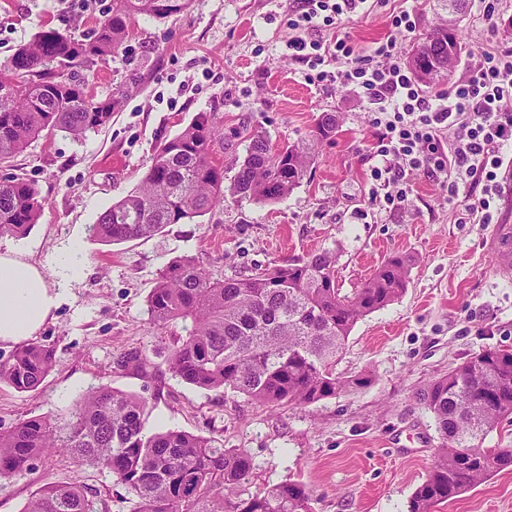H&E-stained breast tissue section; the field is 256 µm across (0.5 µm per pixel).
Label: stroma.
<instances>
[{
    "instance_id": "35a3bbf8",
    "label": "stroma",
    "mask_w": 512,
    "mask_h": 512,
    "mask_svg": "<svg viewBox=\"0 0 512 512\" xmlns=\"http://www.w3.org/2000/svg\"><path fill=\"white\" fill-rule=\"evenodd\" d=\"M288 2L191 0L166 19L136 16L126 51L81 72L98 100L111 97L116 82L141 75L109 124L79 139L41 133L11 160V172L34 184L44 207L29 234L0 237V253L40 263L63 300L37 336L53 346L56 365L33 391L0 385V431L32 416L66 423L88 390L109 385L148 399L149 430H182L247 449L255 464L251 491L291 479L311 491L316 512H406L439 442L421 391L483 349H512V273L497 270L487 246L493 224L512 225V169L490 225L463 223L467 188L449 200L439 177L420 172L410 176L408 205L374 200L378 130L369 102L362 91L309 81L307 66L288 54ZM111 7L112 0H0V65L46 28L90 32ZM404 7L416 15L414 32L391 28V6L378 4L340 27L319 28L316 37L329 44L347 36L363 49L390 38L408 58L418 37L447 22L448 0H406ZM511 18L512 0H497L489 22L480 0H468L461 57L426 94L448 90L480 52L512 44L505 27ZM200 112L224 127L213 157L227 169L245 153L242 130L275 147L308 138L327 113L338 128L316 145L310 177L278 203L229 195L205 215L147 239L92 240L100 215L138 187L156 149ZM76 239L88 248L78 259L80 274L71 277L59 258ZM325 249L336 254L345 293L390 254L413 260L405 293L355 325L336 366L345 376L371 368L369 386L306 408L270 409L230 391L199 390L168 372L144 378L117 366L132 351L167 350L182 332L178 324H152L146 313L168 262L192 256L224 278ZM75 477L106 499L110 512H131L107 471L79 466L59 449L0 479V512H21L42 487ZM438 512H512V470Z\"/></svg>"
}]
</instances>
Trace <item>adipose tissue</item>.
<instances>
[{
  "mask_svg": "<svg viewBox=\"0 0 512 512\" xmlns=\"http://www.w3.org/2000/svg\"><path fill=\"white\" fill-rule=\"evenodd\" d=\"M59 301L41 267L0 253V345L12 347L35 338Z\"/></svg>",
  "mask_w": 512,
  "mask_h": 512,
  "instance_id": "1",
  "label": "adipose tissue"
}]
</instances>
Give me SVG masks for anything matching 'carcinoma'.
<instances>
[{
	"instance_id": "obj_1",
	"label": "carcinoma",
	"mask_w": 512,
	"mask_h": 512,
	"mask_svg": "<svg viewBox=\"0 0 512 512\" xmlns=\"http://www.w3.org/2000/svg\"><path fill=\"white\" fill-rule=\"evenodd\" d=\"M190 0H112V9L88 35L49 28L16 49L0 77V161L22 152L43 131L79 138L105 126L118 110L119 88L98 101L78 72L125 50L137 15L164 19ZM336 135V117L315 123L312 142L271 148L250 136L235 173L224 185V166L213 161L224 128L205 112L165 142L151 158L139 188L112 204L91 228L95 240L122 243L152 237L169 224L192 221L225 193L273 204L300 186L314 164L313 143ZM43 203L23 177L0 180V235L21 236L36 224ZM336 255L323 250L302 260L277 262L251 276L213 278L192 256L168 263L147 297V314L159 327L183 323L165 358L167 370L206 391L231 390L270 408L307 407L368 386L372 374L336 373L354 326L397 301L409 281L410 259L383 260L362 286L344 294L336 286ZM56 364L54 348L30 342L0 361V384L17 392L36 389ZM120 367L152 375L145 352ZM439 434L425 481L407 512L435 509L512 467V448H485L487 435L512 420V350L489 348L433 381L423 394ZM148 401L107 385L88 391L61 426L46 416L22 419L0 432V478L26 469L53 448L80 463L107 469L132 502V512H315L298 480H285L243 496L254 470L243 448L175 429H146ZM22 512H108L106 500L80 481L52 483Z\"/></svg>"
}]
</instances>
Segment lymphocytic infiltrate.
I'll return each instance as SVG.
<instances>
[{"label":"lymphocytic infiltrate","mask_w":512,"mask_h":512,"mask_svg":"<svg viewBox=\"0 0 512 512\" xmlns=\"http://www.w3.org/2000/svg\"><path fill=\"white\" fill-rule=\"evenodd\" d=\"M367 2L297 0L290 20L297 34L288 42L292 58L315 71L318 81L339 88L354 84L366 92L372 123L380 130L375 146L380 164L372 178L385 203L407 204L410 174L444 172L449 198L457 197L460 186H470L467 211L479 214L481 223H492L504 176L503 149L512 144V46L481 53L465 78L448 92L432 96L414 82L390 41L367 51L349 39H337L333 54L343 58L345 66L323 70L324 45L308 38V31L368 13ZM446 130L456 135L449 153L443 152L439 140Z\"/></svg>","instance_id":"1"}]
</instances>
